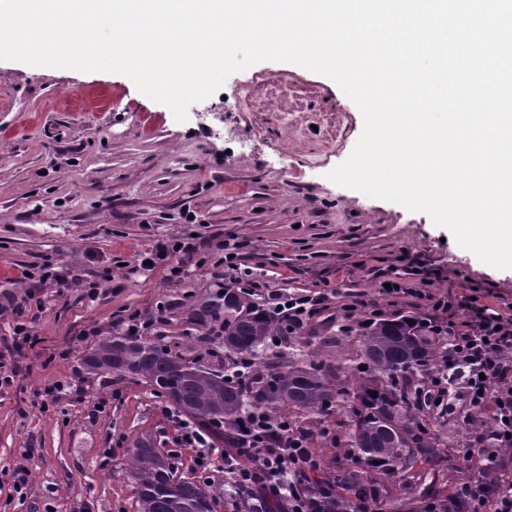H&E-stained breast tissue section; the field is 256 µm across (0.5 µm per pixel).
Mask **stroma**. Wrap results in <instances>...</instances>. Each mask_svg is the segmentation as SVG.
<instances>
[{
  "instance_id": "35a3bbf8",
  "label": "stroma",
  "mask_w": 512,
  "mask_h": 512,
  "mask_svg": "<svg viewBox=\"0 0 512 512\" xmlns=\"http://www.w3.org/2000/svg\"><path fill=\"white\" fill-rule=\"evenodd\" d=\"M362 128L335 82L290 63L234 73L179 122L126 76L0 60V294L14 297L0 310V363L16 371L0 388V512H136L127 454L144 438L176 476H197L194 450L172 443L168 399L144 380L88 371L94 341L78 335L95 327L106 337L131 313L159 312L160 343L223 369V346L205 341L193 310L218 291L224 239L245 242L241 264L252 279L325 294L311 343L335 364L359 345L336 332L346 305L360 292L376 296L370 269L404 251L442 273L430 293L489 290L501 309L512 306V269L484 264L425 214L328 179ZM171 236L199 248L175 283L168 267L145 271L136 261L150 239ZM45 262L81 283L45 284L35 305L23 273ZM107 266L110 293L89 300L84 282ZM28 319L37 343L15 349L12 328ZM48 382L63 391L46 407L37 392ZM19 465L29 472L21 494L11 478Z\"/></svg>"
}]
</instances>
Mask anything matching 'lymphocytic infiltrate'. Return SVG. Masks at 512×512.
Segmentation results:
<instances>
[{
    "label": "lymphocytic infiltrate",
    "mask_w": 512,
    "mask_h": 512,
    "mask_svg": "<svg viewBox=\"0 0 512 512\" xmlns=\"http://www.w3.org/2000/svg\"><path fill=\"white\" fill-rule=\"evenodd\" d=\"M194 244L181 237L153 241L140 252L138 262L169 265L171 275L181 273L175 258L189 259ZM377 297L355 295L353 310L364 319L381 315L380 298L420 296L432 285L435 273L416 255L400 253L394 265L377 270ZM324 295L291 297L282 290H266L265 310L286 315L300 324L320 312ZM433 316L427 327L436 337L446 338L440 366L421 389L424 408L437 417L456 407L490 409L491 426L461 449L463 458L482 463L478 477L464 490L469 512H512V483L502 482L503 472L512 473V315L472 295L429 296ZM237 447L223 451L224 478L234 488V512H317L318 498L308 492L318 468L308 445L312 436L286 417L251 410L238 425Z\"/></svg>",
    "instance_id": "f902f5d3"
}]
</instances>
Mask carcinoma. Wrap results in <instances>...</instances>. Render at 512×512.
I'll return each instance as SVG.
<instances>
[{"label":"carcinoma","instance_id":"carcinoma-1","mask_svg":"<svg viewBox=\"0 0 512 512\" xmlns=\"http://www.w3.org/2000/svg\"><path fill=\"white\" fill-rule=\"evenodd\" d=\"M196 324L218 328L224 356L255 355L278 337L284 350L276 365L255 370L247 383L226 380L224 374L192 365L172 355L164 345L146 338L112 336L100 340L84 356L97 371L129 374L144 379L174 407L213 438L234 447L245 406L288 415L302 425L315 416L320 431L325 418L346 414L345 434H336V448H347L354 460L312 485L323 493L322 512H351L354 501L367 493L382 494L379 476H402L400 493L390 500V512H423V500H437L448 512V486L461 485L475 473L474 461L454 464L456 448L466 437L446 428L408 402L410 372H423L438 363L441 340L429 336L422 318L406 322L402 315H382L367 326H354L347 315L338 332H359L356 355L363 369L342 378L340 368L313 352L295 353V344H308L314 331L307 325L288 328V322L266 314L250 294L226 287L224 293L199 304ZM376 392L371 396L370 392ZM129 470L137 512H216L211 486L195 478H177L156 447L137 441L129 452Z\"/></svg>","mask_w":512,"mask_h":512}]
</instances>
